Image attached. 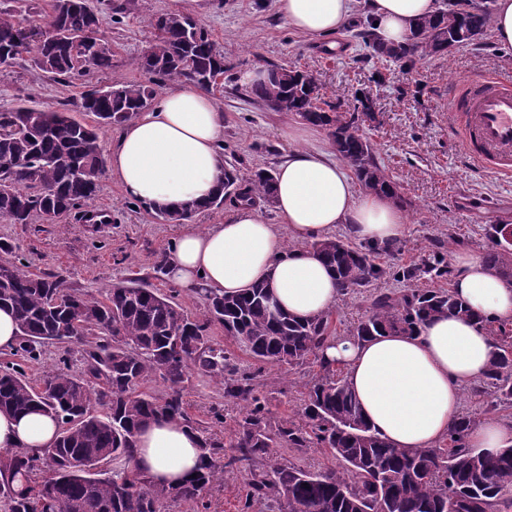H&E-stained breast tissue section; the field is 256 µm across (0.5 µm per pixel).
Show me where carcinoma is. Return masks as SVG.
<instances>
[{"mask_svg":"<svg viewBox=\"0 0 512 512\" xmlns=\"http://www.w3.org/2000/svg\"><path fill=\"white\" fill-rule=\"evenodd\" d=\"M492 23L491 12L471 6L441 10L419 21L402 45L379 43L366 33L374 54L408 67L427 56L444 57L475 45ZM44 41H26L34 24L10 11L0 12V67L29 61L56 80L112 69V47L101 31L99 14L89 0H53L41 23ZM154 37L134 65L148 75L142 82L116 81L94 86L75 103L95 117L84 124L67 113L19 102L0 110V215L14 224H54L93 200L105 170L98 134L101 126L132 122L151 106L160 82L188 80L203 88L224 74V57L208 31L183 14L165 13L152 21ZM248 94L275 112H288L328 131L336 154L352 167L366 193L401 201L399 187L377 161L363 130L375 120L370 94L363 92L353 112L324 109L314 76L277 66L268 81ZM275 171L259 169L247 184L225 169L221 189L205 205L187 203L178 210L153 207L156 217L181 221L224 201L274 202ZM509 228L490 224L484 263L512 283ZM311 249L331 268L341 295L365 288L389 274L397 280L421 275L451 276L443 246L421 267H383L376 251L344 236L315 241ZM206 315L194 318L171 297L137 280L114 285L99 297L82 294L59 275L27 270L21 258L0 261V306L16 316V356L36 360L46 342L81 345L87 336L106 340L82 350L81 375L62 369L44 372L37 385L26 380L14 362L0 366V412L40 410L59 423L54 444L34 456L24 450L8 454L4 469L21 484L0 483L8 512H167L177 502L204 504L225 469L246 460L253 469L246 482L244 512L260 504L266 512H493L512 488V448L497 454L468 446L473 420L461 416L448 429V445L404 449L387 444L365 421L355 393L336 370L321 366L322 375L305 385L303 425L291 419L272 423L267 401L257 390V376L241 370L232 351L212 344L214 325L256 362L300 364L318 355L331 338L332 312L307 319L284 313L264 285L236 295L209 291L202 295ZM473 313L451 290L409 288L371 296L368 308L350 330L357 339L392 333H414L429 321ZM496 352L481 378L495 404H512V329L490 327ZM197 369L224 382V394L246 403L238 433L230 444L234 455L224 461L218 440H202L206 463L196 477L178 486L150 485L133 467L109 473L114 460L131 462L138 435L148 422L166 418L194 427L188 416L185 382ZM165 385L157 396L143 391L154 379ZM327 448L338 469L310 472L274 454L275 448Z\"/></svg>","mask_w":512,"mask_h":512,"instance_id":"obj_1","label":"carcinoma"}]
</instances>
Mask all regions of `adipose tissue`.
Wrapping results in <instances>:
<instances>
[{"mask_svg":"<svg viewBox=\"0 0 512 512\" xmlns=\"http://www.w3.org/2000/svg\"><path fill=\"white\" fill-rule=\"evenodd\" d=\"M278 13L313 39L346 27L356 13L373 24L378 41L402 44L437 0H276ZM224 114L198 84L181 82L125 125L109 155V173L124 195L146 205L179 208L207 202L224 180ZM276 211L269 223L250 206L224 223L199 230L183 224L169 260L173 281L195 292L237 294L261 283L288 314L307 318L331 310L340 290L332 271L304 241L346 225L358 240L386 246L406 231V215L389 199L359 195L346 172L322 151L296 150L276 171ZM296 248H288V240ZM455 288L473 319L440 317L414 334L361 341L328 340L326 364L341 368L363 416L399 448L443 441L459 417L464 385L481 379L495 352L489 323L512 324V283L489 272L469 252L454 256ZM59 425L40 411L0 413V449L38 453ZM202 438L183 424L157 419L144 426L134 464L150 483L191 478L203 463Z\"/></svg>","mask_w":512,"mask_h":512,"instance_id":"ef3b65f1","label":"adipose tissue"}]
</instances>
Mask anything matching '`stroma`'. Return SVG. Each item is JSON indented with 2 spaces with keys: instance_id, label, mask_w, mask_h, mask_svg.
Wrapping results in <instances>:
<instances>
[{
  "instance_id": "stroma-1",
  "label": "stroma",
  "mask_w": 512,
  "mask_h": 512,
  "mask_svg": "<svg viewBox=\"0 0 512 512\" xmlns=\"http://www.w3.org/2000/svg\"><path fill=\"white\" fill-rule=\"evenodd\" d=\"M105 18L103 33L112 45V69L94 78L76 76L52 81L31 63L0 69V108L22 100L54 109L73 104L94 84L115 80L141 81L134 59L153 37L151 21L171 12L172 0H89ZM207 29L224 57V81L210 90L224 114V161L241 179L255 170L274 168L295 149L333 152L326 130L314 128L307 139L288 140L297 116L273 112L253 101L239 82L242 72L274 65L307 71L316 79L323 100L352 111L357 93H371L376 119L366 124L378 162L399 186L407 229L401 240L378 250L382 266L422 264L434 244L450 243L452 252L485 253L489 224L512 225V179L472 166L448 125L451 85L481 74L512 75V50L502 49L492 35L446 57L419 60L411 72L373 55L365 47L361 26L308 39L279 16L275 0H195L189 11ZM90 208L105 210L106 224L84 222L73 212L54 224H14L0 217V239L13 246L37 274L62 275L68 287L97 295L112 285L138 277L161 293H171L189 315L206 313L200 295L177 287L154 266L170 256L175 225L156 219L144 205H133L110 175H103ZM67 362L71 372L82 368L79 350L48 343L37 360L24 364L31 382L43 372ZM316 361L265 366L262 390L273 420L303 422L305 385L318 376ZM185 398L188 413L202 435L223 443L235 435L241 418L240 401L226 397L224 386L200 371H192ZM250 462L233 464L223 481L206 496L207 512H240L243 485Z\"/></svg>"
}]
</instances>
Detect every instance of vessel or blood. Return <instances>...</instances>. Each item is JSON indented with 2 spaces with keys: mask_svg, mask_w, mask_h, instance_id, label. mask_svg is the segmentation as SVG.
Wrapping results in <instances>:
<instances>
[{
  "mask_svg": "<svg viewBox=\"0 0 512 512\" xmlns=\"http://www.w3.org/2000/svg\"><path fill=\"white\" fill-rule=\"evenodd\" d=\"M448 117L464 154L480 169L512 178V78L481 75L448 98Z\"/></svg>",
  "mask_w": 512,
  "mask_h": 512,
  "instance_id": "b4317fda",
  "label": "vessel or blood"
}]
</instances>
